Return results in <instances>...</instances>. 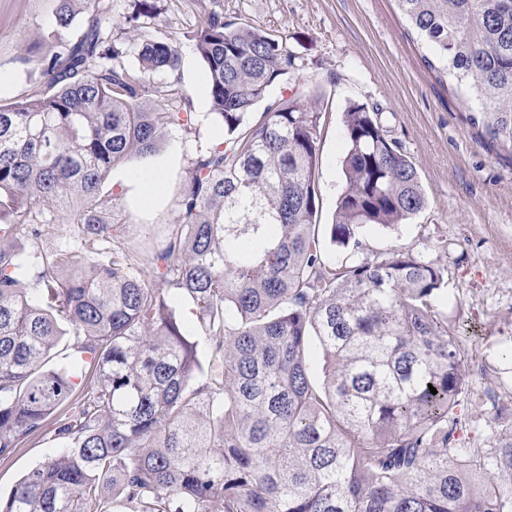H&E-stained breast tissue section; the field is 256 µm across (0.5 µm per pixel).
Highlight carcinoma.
Listing matches in <instances>:
<instances>
[{
	"instance_id": "carcinoma-1",
	"label": "carcinoma",
	"mask_w": 512,
	"mask_h": 512,
	"mask_svg": "<svg viewBox=\"0 0 512 512\" xmlns=\"http://www.w3.org/2000/svg\"><path fill=\"white\" fill-rule=\"evenodd\" d=\"M395 2L428 66L479 103L481 139L512 151V0ZM50 7L79 34L41 46V83L0 100V457L51 417L62 447L0 512H512V443L456 446L470 374L438 313L444 269L411 250L358 257L363 228L429 204L381 113L343 112L329 235L355 260L338 265L317 224L322 112L300 83L267 100L295 54L211 12L193 41L224 141L191 151L176 223L149 245L120 241L112 170L155 159L164 128L196 133L190 112L141 108L180 50L145 31L156 0H136L144 32L128 43L108 0ZM49 202L72 208L81 245L28 267L19 234L48 233ZM64 324L87 377L77 395L68 369L47 368Z\"/></svg>"
}]
</instances>
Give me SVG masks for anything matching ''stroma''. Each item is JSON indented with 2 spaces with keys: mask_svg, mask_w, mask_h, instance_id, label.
<instances>
[{
  "mask_svg": "<svg viewBox=\"0 0 512 512\" xmlns=\"http://www.w3.org/2000/svg\"><path fill=\"white\" fill-rule=\"evenodd\" d=\"M155 27L179 46L177 77L185 111L198 120L199 140L214 144L222 125L211 120L207 70L191 39L209 12L288 38L299 69L273 86L270 99L290 95L303 82L317 95L320 127L317 222H332L344 186L346 142L342 114L349 103L377 109L391 137L415 164L429 206L413 223L394 229L369 227V249L422 253L445 270L439 304L448 328L469 348L470 385L478 400L461 406L466 426L459 437L483 448L512 442V420L495 419L512 408V154L481 144L471 116L479 107L427 67L429 51L402 18L395 0H158ZM47 0H0V76L9 78L4 98L19 95L41 78L32 57L50 31ZM157 74L142 105L167 108L174 79ZM189 142L181 129L162 132L158 162L167 167L163 198L149 210L130 193L113 203L118 238L149 242L176 223V194L188 169ZM54 420L12 456L0 459V494L10 492L58 446Z\"/></svg>",
  "mask_w": 512,
  "mask_h": 512,
  "instance_id": "stroma-1",
  "label": "stroma"
}]
</instances>
